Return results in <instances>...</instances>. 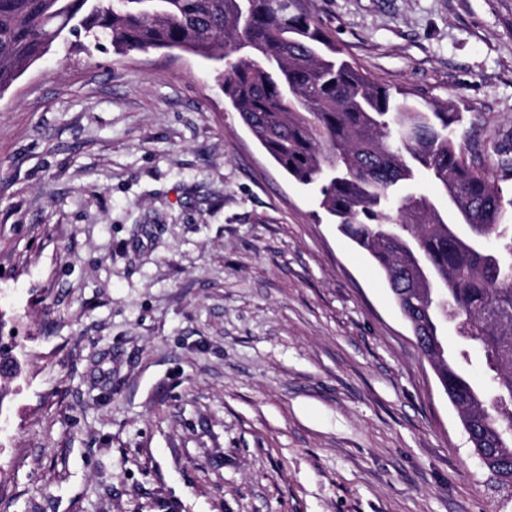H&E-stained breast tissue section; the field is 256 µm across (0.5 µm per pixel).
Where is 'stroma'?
<instances>
[{"label":"stroma","mask_w":512,"mask_h":512,"mask_svg":"<svg viewBox=\"0 0 512 512\" xmlns=\"http://www.w3.org/2000/svg\"><path fill=\"white\" fill-rule=\"evenodd\" d=\"M512 153V0H304ZM215 62L57 44L0 95V512H512L373 258Z\"/></svg>","instance_id":"stroma-1"}]
</instances>
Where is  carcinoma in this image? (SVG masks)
I'll return each mask as SVG.
<instances>
[{"mask_svg": "<svg viewBox=\"0 0 512 512\" xmlns=\"http://www.w3.org/2000/svg\"><path fill=\"white\" fill-rule=\"evenodd\" d=\"M103 2L0 0V92L78 32L109 39L118 53L179 48L229 59L217 74L224 95L289 176L318 186L321 208L384 272L442 388L470 420L484 467L512 493V239L501 228L512 199L455 141L460 113L425 110L371 81L301 0ZM237 43L248 53L232 56ZM425 183L453 200L462 223L428 203ZM492 236L503 243L489 249ZM406 242L426 271L411 265ZM445 321L483 349L486 387L448 356L437 332Z\"/></svg>", "mask_w": 512, "mask_h": 512, "instance_id": "obj_1", "label": "carcinoma"}]
</instances>
